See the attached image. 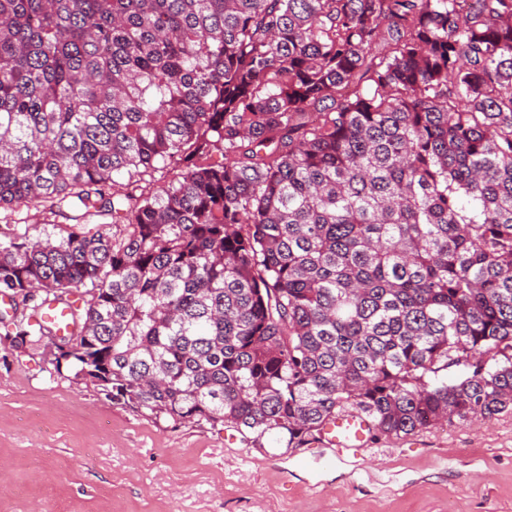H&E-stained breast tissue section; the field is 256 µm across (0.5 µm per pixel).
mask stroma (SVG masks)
I'll list each match as a JSON object with an SVG mask.
<instances>
[{"label": "stroma", "mask_w": 512, "mask_h": 512, "mask_svg": "<svg viewBox=\"0 0 512 512\" xmlns=\"http://www.w3.org/2000/svg\"><path fill=\"white\" fill-rule=\"evenodd\" d=\"M0 325V512H512V414L285 451L172 426L56 372Z\"/></svg>", "instance_id": "1"}]
</instances>
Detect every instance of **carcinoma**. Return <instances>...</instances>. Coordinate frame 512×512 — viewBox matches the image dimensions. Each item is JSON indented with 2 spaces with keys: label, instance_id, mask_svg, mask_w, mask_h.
I'll use <instances>...</instances> for the list:
<instances>
[{
  "label": "carcinoma",
  "instance_id": "carcinoma-1",
  "mask_svg": "<svg viewBox=\"0 0 512 512\" xmlns=\"http://www.w3.org/2000/svg\"><path fill=\"white\" fill-rule=\"evenodd\" d=\"M21 205L77 214L0 224L14 341L67 305L57 373L149 419L290 450L512 413V0H0ZM176 173H177V171L173 170L172 168H167L164 170L160 169V171L153 173L151 176L146 175V176L140 177V178H142L140 181L134 182L130 186H127V184H128V176L127 175L119 176V177L115 178V181H116L115 185L113 186V189L110 192L131 191L136 183H138L142 187L147 186L148 188L150 187L151 189L153 187L156 188L157 186L167 184L168 182L176 179V177H177ZM148 188H147V190H148ZM12 218L20 219V224H29L30 234L37 235L40 231H43V224H72L74 221L69 220V217L64 215L50 214L48 210H44L42 207H35L30 205L29 207L21 205L16 209V213ZM70 314V307L53 303L43 309L41 319L53 325L56 333L63 336L71 330Z\"/></svg>",
  "mask_w": 512,
  "mask_h": 512
}]
</instances>
